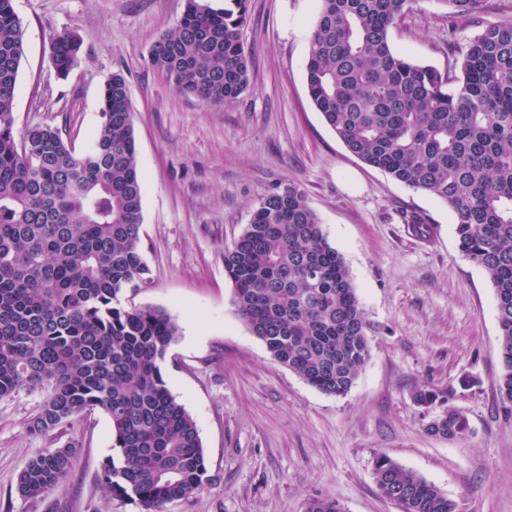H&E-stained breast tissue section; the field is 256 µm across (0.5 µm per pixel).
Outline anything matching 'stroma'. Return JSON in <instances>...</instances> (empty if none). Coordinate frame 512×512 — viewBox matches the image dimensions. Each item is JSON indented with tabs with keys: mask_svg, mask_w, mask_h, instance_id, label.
Masks as SVG:
<instances>
[{
	"mask_svg": "<svg viewBox=\"0 0 512 512\" xmlns=\"http://www.w3.org/2000/svg\"><path fill=\"white\" fill-rule=\"evenodd\" d=\"M187 0H13L25 55L15 131L58 128L76 150L101 125L106 79L128 83L139 171L142 235L152 271L135 304L165 310L179 327L161 371L197 424L211 485L167 512H306L316 496L345 512H400L377 491L384 455L440 489L457 512H512V418L500 410V331L483 269L459 250L453 216L351 154L307 90L305 66L318 0H249L243 39L250 86L216 106L179 91L151 68L152 45ZM512 19V0H481L472 22L449 26L438 0H410L390 31L394 49L447 71L485 25ZM82 42L67 79L49 63L53 33ZM306 194L349 269L371 355L351 390L329 396L275 360L252 334L224 272V249L276 184ZM415 212L432 224L415 235ZM430 389L440 401L418 405ZM469 422L461 437L430 433L445 407ZM33 397L0 402V512H143L108 497L96 476L117 457L103 410L43 433L29 430ZM78 450L67 486L43 500L16 489L39 453Z\"/></svg>",
	"mask_w": 512,
	"mask_h": 512,
	"instance_id": "stroma-1",
	"label": "stroma"
}]
</instances>
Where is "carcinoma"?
<instances>
[{
	"label": "carcinoma",
	"instance_id": "1",
	"mask_svg": "<svg viewBox=\"0 0 512 512\" xmlns=\"http://www.w3.org/2000/svg\"><path fill=\"white\" fill-rule=\"evenodd\" d=\"M410 0H319L309 42L310 98L343 145L367 165L448 205L461 252L487 274L501 336L499 400L512 417V20L468 42L459 70L441 72L396 52L389 31ZM467 20L479 0H437ZM248 0L213 8L188 0L153 45L149 64L206 105L237 99L250 81L243 41ZM81 39L55 34L50 60L65 78ZM24 56L12 0H0V401L37 397L33 432L97 409L112 421L122 462L103 463L110 496L165 512L211 484L197 425L160 368L178 326L162 309L127 306L152 284L140 235L138 171L129 88L115 72L102 123L78 152L48 125L14 133ZM224 271L251 332L309 385L347 394L370 356L363 309L343 257L305 194L276 185L224 249ZM428 430L454 440L466 417L447 409ZM77 449H48L17 479L26 499L63 488ZM380 495L401 512H455L435 485L376 458ZM306 512H344L314 497Z\"/></svg>",
	"mask_w": 512,
	"mask_h": 512
}]
</instances>
